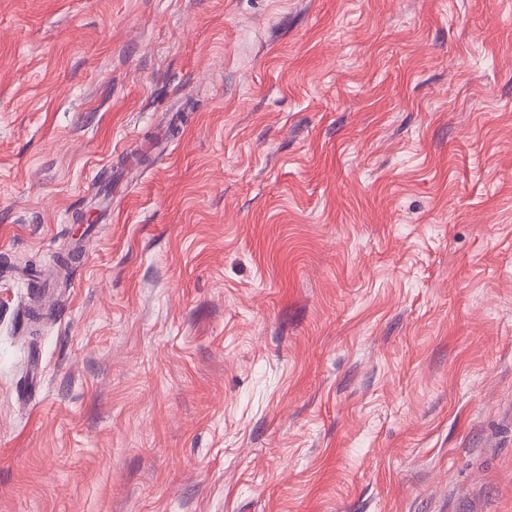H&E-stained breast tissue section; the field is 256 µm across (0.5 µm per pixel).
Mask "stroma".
<instances>
[{"mask_svg":"<svg viewBox=\"0 0 512 512\" xmlns=\"http://www.w3.org/2000/svg\"><path fill=\"white\" fill-rule=\"evenodd\" d=\"M0 255V512H512V0H0Z\"/></svg>","mask_w":512,"mask_h":512,"instance_id":"35a3bbf8","label":"stroma"}]
</instances>
